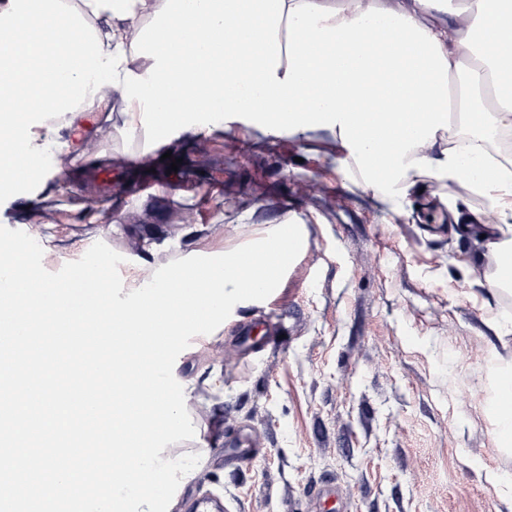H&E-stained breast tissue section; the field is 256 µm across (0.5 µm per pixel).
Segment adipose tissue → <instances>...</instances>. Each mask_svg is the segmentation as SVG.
Instances as JSON below:
<instances>
[{"label":"adipose tissue","mask_w":512,"mask_h":512,"mask_svg":"<svg viewBox=\"0 0 512 512\" xmlns=\"http://www.w3.org/2000/svg\"><path fill=\"white\" fill-rule=\"evenodd\" d=\"M474 15L457 41L448 27ZM0 16L13 33L0 62V131H11L14 146L0 149V170L17 154L32 162L62 145L60 131L80 123L91 99H104L112 84L133 87L125 110L132 127L156 134L159 127L183 129L201 112L248 113L265 133L283 129L306 135L318 127L336 132L361 165L381 151L373 130L354 117L353 101L378 85L390 101L382 131L393 139L391 173L381 181L379 202L404 206L419 180L469 179L499 202L512 197V163L488 161L481 153L455 149L440 155L418 153L420 145L454 136L448 119V75L461 59L478 58L471 80L489 88L494 105L476 108L469 123L480 131H512V58L484 41L492 32L512 45V0H474L455 9L448 0H81L61 16L58 0H0ZM145 19L135 28L136 19ZM50 30L46 43L31 40L34 23ZM191 26L193 39L178 55L162 50L174 26ZM372 33L364 41V33ZM314 40L316 50L305 48ZM150 62L146 76H135L131 54ZM39 100L38 133L22 103Z\"/></svg>","instance_id":"ef3b65f1"}]
</instances>
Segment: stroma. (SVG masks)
<instances>
[{
  "mask_svg": "<svg viewBox=\"0 0 512 512\" xmlns=\"http://www.w3.org/2000/svg\"><path fill=\"white\" fill-rule=\"evenodd\" d=\"M127 96L110 87L111 121L83 119L58 165L0 196V225L39 238L47 271L101 241L129 291L272 224L303 235L266 300L237 303L175 361L195 436L165 452L200 460L170 512L205 497L224 512H316L328 485L340 512H512V451L489 412L512 366V294L489 291L480 232L449 230L455 208L482 227L503 223L500 208L429 178L412 206L385 209L331 130L271 137L227 113L151 137L130 130Z\"/></svg>",
  "mask_w": 512,
  "mask_h": 512,
  "instance_id": "1",
  "label": "stroma"
}]
</instances>
